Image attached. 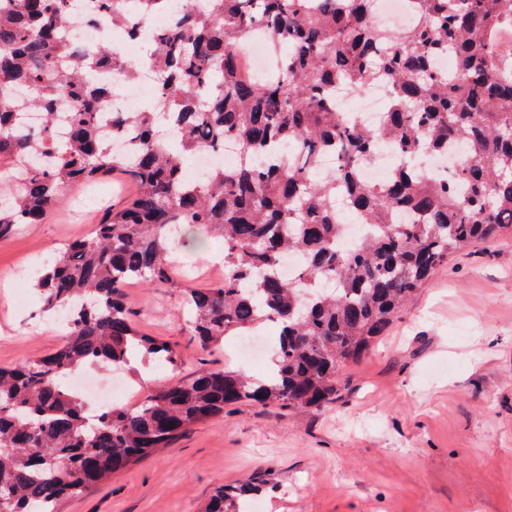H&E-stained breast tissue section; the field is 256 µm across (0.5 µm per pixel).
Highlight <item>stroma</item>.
<instances>
[{"label":"stroma","mask_w":512,"mask_h":512,"mask_svg":"<svg viewBox=\"0 0 512 512\" xmlns=\"http://www.w3.org/2000/svg\"><path fill=\"white\" fill-rule=\"evenodd\" d=\"M97 187L104 205L68 198L0 243V366L59 347L38 293L21 309L12 297L37 258L135 191ZM126 297L138 328L182 354L176 370L123 368L138 395L221 366L266 375L268 362L235 356V337L201 351L179 289L133 285ZM345 376L340 398L317 410L227 407L58 512H203L217 488L251 481L265 486L259 512H512V236L449 256Z\"/></svg>","instance_id":"1"}]
</instances>
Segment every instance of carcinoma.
<instances>
[{
	"mask_svg": "<svg viewBox=\"0 0 512 512\" xmlns=\"http://www.w3.org/2000/svg\"><path fill=\"white\" fill-rule=\"evenodd\" d=\"M0 242L21 224H38L67 193L115 173L137 193L109 211L87 236L68 240L36 278L43 310L73 309L52 353L0 367V489L9 512H56L112 474L151 455L192 426L237 403L318 409L342 390L348 363L369 351L397 311L448 256L512 233V53L499 32L512 30V0H411L415 26L374 27L373 0H96L88 15L135 34L140 20L169 12L151 42L155 94L168 102L174 139L152 108L112 112L105 141L96 108L108 88L98 68L137 81L139 65L119 51L65 41L71 0H0ZM265 35L283 49L275 72L251 69L243 44ZM453 58L451 75L436 58ZM386 81L392 95L375 128L336 111L341 89L358 93ZM25 87L29 94L16 97ZM70 105L67 136L56 138L55 110ZM30 109L37 128L16 122ZM238 149L235 166L204 177L186 161L207 145ZM385 143L413 157L462 147L445 180L403 162L376 186L360 168ZM288 148V161L274 158ZM331 153L335 165L322 171ZM368 226L356 245L341 239L338 202ZM182 227L223 243L224 278L186 295L190 336L203 351L226 336L279 326L273 371L262 382L215 368L160 386L132 407L90 417L66 388L89 364L123 365L140 351L173 368L179 351L139 333L125 288L174 279L172 245ZM303 258L295 279L287 256ZM255 487L221 488L204 512H240Z\"/></svg>",
	"mask_w": 512,
	"mask_h": 512,
	"instance_id": "1",
	"label": "carcinoma"
}]
</instances>
